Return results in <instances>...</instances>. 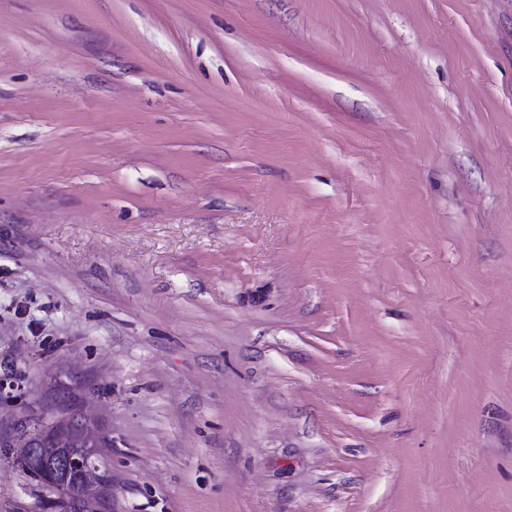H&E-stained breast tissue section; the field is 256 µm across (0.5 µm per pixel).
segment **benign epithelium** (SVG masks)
I'll list each match as a JSON object with an SVG mask.
<instances>
[{"label": "benign epithelium", "instance_id": "benign-epithelium-1", "mask_svg": "<svg viewBox=\"0 0 512 512\" xmlns=\"http://www.w3.org/2000/svg\"><path fill=\"white\" fill-rule=\"evenodd\" d=\"M98 415L83 412L78 421L55 414L37 418L31 429L23 430L13 447L28 453L36 467L51 464L56 474L74 476L60 482V488L81 512H96V506L112 491L109 472L103 469L105 449L91 446L100 430Z\"/></svg>", "mask_w": 512, "mask_h": 512}]
</instances>
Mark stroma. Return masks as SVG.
I'll list each match as a JSON object with an SVG mask.
<instances>
[{"label": "stroma", "instance_id": "1", "mask_svg": "<svg viewBox=\"0 0 512 512\" xmlns=\"http://www.w3.org/2000/svg\"><path fill=\"white\" fill-rule=\"evenodd\" d=\"M8 440L103 512H512V0H0ZM99 416L94 413L81 412L76 421L57 412L52 417L37 418L32 429L23 430L17 437L12 448H23L35 466L51 464L54 474L74 475L72 481L59 482L60 488L68 494L71 501L80 507V512H96L95 508L112 491L109 472L103 469L102 458L105 448L110 445L109 439L101 435L102 447H90L93 435L100 430ZM76 434L78 445L82 447L78 455H62L60 448L54 446V439L62 432Z\"/></svg>", "mask_w": 512, "mask_h": 512}]
</instances>
